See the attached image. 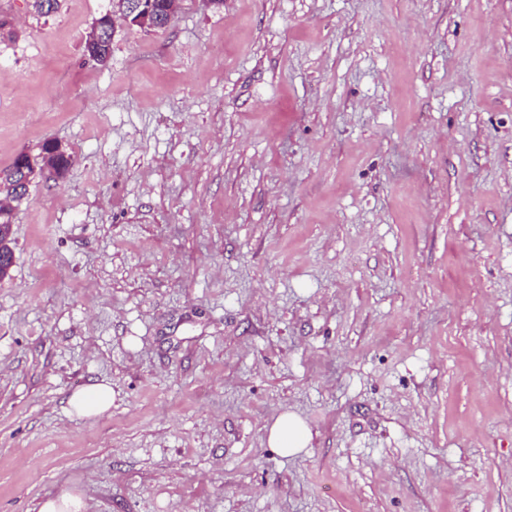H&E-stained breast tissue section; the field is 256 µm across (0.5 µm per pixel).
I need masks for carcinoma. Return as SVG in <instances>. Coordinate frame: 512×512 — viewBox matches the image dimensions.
<instances>
[{"mask_svg": "<svg viewBox=\"0 0 512 512\" xmlns=\"http://www.w3.org/2000/svg\"><path fill=\"white\" fill-rule=\"evenodd\" d=\"M174 0H152V11L158 18L166 20L177 15L181 7H173ZM95 26L100 34L96 42H85L84 49L90 58L104 63L112 47L114 28L112 15L99 17ZM72 164L70 154L45 141L35 154L22 152L16 156L10 167L0 170V280L9 277L13 264L12 226L15 206L28 194L36 178L47 168L55 170L57 177H63Z\"/></svg>", "mask_w": 512, "mask_h": 512, "instance_id": "carcinoma-1", "label": "carcinoma"}]
</instances>
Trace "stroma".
<instances>
[{
    "instance_id": "obj_1",
    "label": "stroma",
    "mask_w": 512,
    "mask_h": 512,
    "mask_svg": "<svg viewBox=\"0 0 512 512\" xmlns=\"http://www.w3.org/2000/svg\"><path fill=\"white\" fill-rule=\"evenodd\" d=\"M112 10L0 0V169L73 158L14 211L0 512H512V0H184L102 65ZM112 22L114 23V28ZM116 24V18L111 14H104L96 20L93 26H97L100 31L99 40L96 42L85 41L84 45L85 52L90 58L99 63L107 61L111 53L112 37ZM69 404L80 417L101 415L112 406V388L103 383L87 386L74 393ZM311 434L307 426L293 413H282L269 430V442L284 455L298 452L309 442ZM40 512H86L87 504L79 495L64 492L46 499L40 506Z\"/></svg>"
}]
</instances>
